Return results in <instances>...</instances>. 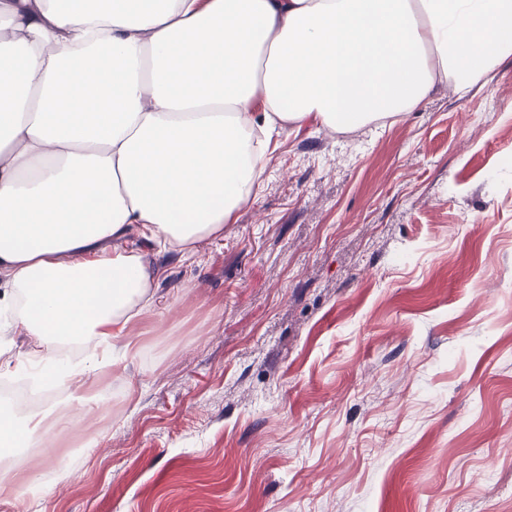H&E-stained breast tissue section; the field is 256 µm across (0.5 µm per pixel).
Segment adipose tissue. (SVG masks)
<instances>
[{
    "mask_svg": "<svg viewBox=\"0 0 512 512\" xmlns=\"http://www.w3.org/2000/svg\"><path fill=\"white\" fill-rule=\"evenodd\" d=\"M512 57V0H0V314L14 367L70 382L151 275L128 231L194 252L257 188L251 132L317 114L365 125L468 93ZM45 417L0 403V453ZM1 340L3 342L2 349L4 348V344H6V348H10L11 351L9 353H6L2 356H0V364L2 365V375L0 370V399H1V384L3 381L16 379V378H27L30 379L25 373L23 372H16L13 370V367L10 368V370H5V364L6 360L9 359L10 354H13L14 352L18 350H28L32 349L36 346V341L31 337L27 336L23 333L19 332H10L8 333V336H2L0 334V343Z\"/></svg>",
    "mask_w": 512,
    "mask_h": 512,
    "instance_id": "adipose-tissue-1",
    "label": "adipose tissue"
}]
</instances>
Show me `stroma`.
<instances>
[{
  "instance_id": "1",
  "label": "stroma",
  "mask_w": 512,
  "mask_h": 512,
  "mask_svg": "<svg viewBox=\"0 0 512 512\" xmlns=\"http://www.w3.org/2000/svg\"><path fill=\"white\" fill-rule=\"evenodd\" d=\"M114 245L155 273L137 353L45 396L0 512H512V58L285 128L194 253Z\"/></svg>"
}]
</instances>
